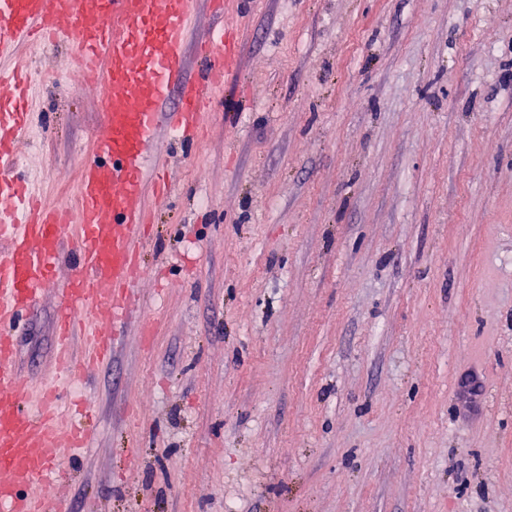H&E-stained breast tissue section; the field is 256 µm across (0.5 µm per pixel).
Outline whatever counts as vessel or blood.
I'll use <instances>...</instances> for the list:
<instances>
[{
	"instance_id": "1",
	"label": "vessel or blood",
	"mask_w": 512,
	"mask_h": 512,
	"mask_svg": "<svg viewBox=\"0 0 512 512\" xmlns=\"http://www.w3.org/2000/svg\"><path fill=\"white\" fill-rule=\"evenodd\" d=\"M195 4L0 0V512H51L36 486L55 479L63 461L92 442V429L69 419L74 401L59 384L79 386L112 359L130 291L145 272L138 249L148 233L143 200L163 204L172 194L160 176L161 119L175 141L193 145L238 54L223 30L197 39ZM59 42L69 52L67 86L94 92L102 113L75 202L50 205L20 174L34 80L15 60L21 50L41 53ZM191 44L206 65L188 82ZM174 87L180 99L172 108ZM66 257L74 271L60 292L53 378L32 408L11 331L34 312Z\"/></svg>"
}]
</instances>
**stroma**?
<instances>
[{
	"label": "stroma",
	"mask_w": 512,
	"mask_h": 512,
	"mask_svg": "<svg viewBox=\"0 0 512 512\" xmlns=\"http://www.w3.org/2000/svg\"><path fill=\"white\" fill-rule=\"evenodd\" d=\"M240 52L143 245L65 512H512V0H226ZM36 59L26 170L100 118ZM58 293L18 336L51 374Z\"/></svg>",
	"instance_id": "35a3bbf8"
}]
</instances>
